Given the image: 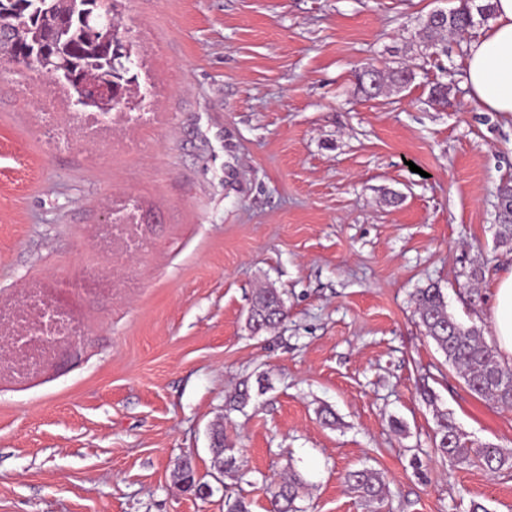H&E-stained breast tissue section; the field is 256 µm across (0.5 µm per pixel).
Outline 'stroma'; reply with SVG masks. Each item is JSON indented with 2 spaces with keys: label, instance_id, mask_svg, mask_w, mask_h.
<instances>
[{
  "label": "stroma",
  "instance_id": "stroma-1",
  "mask_svg": "<svg viewBox=\"0 0 512 512\" xmlns=\"http://www.w3.org/2000/svg\"><path fill=\"white\" fill-rule=\"evenodd\" d=\"M461 0H120L138 53L132 101L158 123L139 154L53 144L33 101L67 124L69 86L0 60V303L85 272L141 286L72 302L87 333L44 372L0 374V512H267L281 475L303 512H512V467L459 464L434 448L438 414L474 446L512 451V410L472 393L426 337L419 289L494 344L495 240L512 184V116L464 84L477 20L421 55L422 20ZM412 65L370 97L357 75ZM448 101L431 99L435 85ZM139 197L153 248L127 261L94 247L97 225ZM482 267L481 296L465 287ZM288 317L254 334L258 289ZM252 398L227 400L240 381ZM240 470L218 480L209 431ZM191 460L200 496L176 472ZM386 485L365 505L345 481ZM347 483L360 493L367 502L379 501L385 494V484L380 474L371 469H359L348 473Z\"/></svg>",
  "mask_w": 512,
  "mask_h": 512
}]
</instances>
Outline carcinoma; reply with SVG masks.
Segmentation results:
<instances>
[{"label":"carcinoma","instance_id":"1","mask_svg":"<svg viewBox=\"0 0 512 512\" xmlns=\"http://www.w3.org/2000/svg\"><path fill=\"white\" fill-rule=\"evenodd\" d=\"M105 12L96 0H0V29L13 36L18 54L40 50L47 54L50 65L39 62L27 65L29 69L50 72L55 81H66L69 73L92 83L105 77L123 82L126 74H116L112 66L111 51L103 41L99 28L87 23L83 16L90 12ZM492 0H471V5L448 12V18L435 21L426 18L420 29L421 42L440 46L446 32L464 33L474 24V15L488 18L493 15ZM379 86L400 88L414 78L408 67L386 72L374 69ZM496 243L512 248V186L500 188L497 205ZM425 335L443 353L448 363L462 373L468 389L479 396L489 397L500 406L512 404V368L502 364L495 349L483 339L478 327L465 326L448 312V303L441 289L430 286L417 295V307ZM284 300L275 288H262L255 296L247 324L254 333L274 328L286 317ZM215 448L212 449V466L220 474L231 476L238 471L234 449L224 442V430L213 429ZM434 445L438 453L464 462L470 457V442L459 432L445 414L440 415L435 431ZM480 463L496 471L509 463V455L502 449L486 446L479 451ZM188 490H198L194 469L190 461H184L177 475ZM347 483L360 493L367 502L379 501L385 494V484L380 474L371 469H359L348 473ZM303 482L295 476L282 481L271 493L270 512H300L295 506Z\"/></svg>","mask_w":512,"mask_h":512}]
</instances>
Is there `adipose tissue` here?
Segmentation results:
<instances>
[{
	"instance_id": "1",
	"label": "adipose tissue",
	"mask_w": 512,
	"mask_h": 512,
	"mask_svg": "<svg viewBox=\"0 0 512 512\" xmlns=\"http://www.w3.org/2000/svg\"><path fill=\"white\" fill-rule=\"evenodd\" d=\"M493 2L492 23L468 48L465 82L482 109L512 114V0ZM492 313L498 358L512 366V272L496 282Z\"/></svg>"
}]
</instances>
